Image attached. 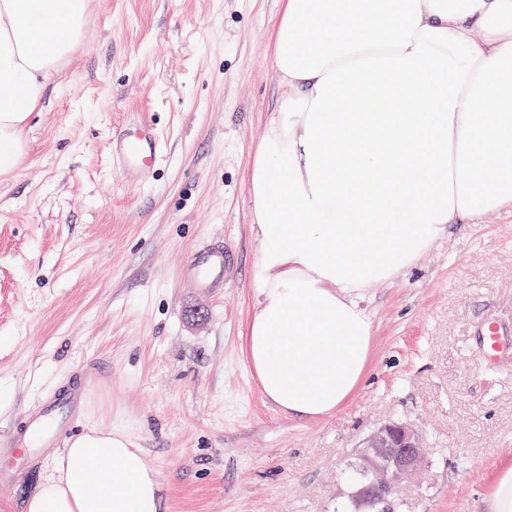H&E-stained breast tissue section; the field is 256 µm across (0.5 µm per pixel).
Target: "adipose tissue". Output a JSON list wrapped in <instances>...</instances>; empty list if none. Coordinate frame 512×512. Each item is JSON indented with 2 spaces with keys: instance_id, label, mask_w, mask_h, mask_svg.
<instances>
[{
  "instance_id": "adipose-tissue-1",
  "label": "adipose tissue",
  "mask_w": 512,
  "mask_h": 512,
  "mask_svg": "<svg viewBox=\"0 0 512 512\" xmlns=\"http://www.w3.org/2000/svg\"><path fill=\"white\" fill-rule=\"evenodd\" d=\"M92 0H0V178L81 46ZM288 90L250 166L257 300L248 364L284 413L321 419L363 382L368 288L403 276L450 224L512 209V0H286ZM127 433L71 438L27 512H159Z\"/></svg>"
}]
</instances>
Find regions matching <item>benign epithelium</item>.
<instances>
[{
    "label": "benign epithelium",
    "instance_id": "benign-epithelium-1",
    "mask_svg": "<svg viewBox=\"0 0 512 512\" xmlns=\"http://www.w3.org/2000/svg\"><path fill=\"white\" fill-rule=\"evenodd\" d=\"M361 464L355 468L358 489L352 495L358 512L400 492L424 468L427 460L423 434L405 423H389L363 443Z\"/></svg>",
    "mask_w": 512,
    "mask_h": 512
}]
</instances>
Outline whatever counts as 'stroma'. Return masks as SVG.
<instances>
[{
    "instance_id": "1",
    "label": "stroma",
    "mask_w": 512,
    "mask_h": 512,
    "mask_svg": "<svg viewBox=\"0 0 512 512\" xmlns=\"http://www.w3.org/2000/svg\"><path fill=\"white\" fill-rule=\"evenodd\" d=\"M283 0H94L85 46L0 181V436L54 391L92 384L77 431L122 427L159 474L161 512H339L348 463L377 428L427 435L400 512H489L512 465V357L473 328L512 323V209L453 224L406 276L367 291L368 374L332 415L261 394L246 360L255 304L249 163L287 91L275 77ZM153 125L149 181L111 167L112 139ZM223 241L218 290L187 255ZM475 343L481 357L492 361L508 347V333L497 320L487 319L479 325Z\"/></svg>"
}]
</instances>
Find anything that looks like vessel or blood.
Here are the masks:
<instances>
[{"label":"vessel or blood","instance_id":"1","mask_svg":"<svg viewBox=\"0 0 512 512\" xmlns=\"http://www.w3.org/2000/svg\"><path fill=\"white\" fill-rule=\"evenodd\" d=\"M162 156L158 132L148 126L135 127L133 133L112 149L111 162L124 174L141 176ZM224 247L210 244L191 253L186 268L200 288H219L224 284ZM476 348L483 359L495 360L512 344V336L494 319L483 321L475 333ZM86 399L85 389L70 387L45 399L39 412L29 418L23 432L0 436V487L18 482L22 471L4 466V458L18 455L26 463H39L58 451L70 431L71 418Z\"/></svg>","mask_w":512,"mask_h":512}]
</instances>
